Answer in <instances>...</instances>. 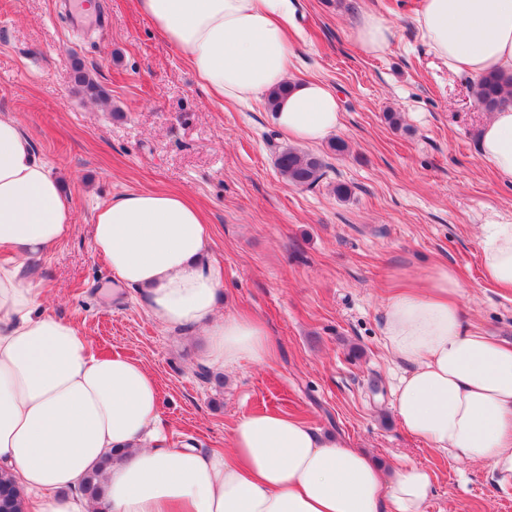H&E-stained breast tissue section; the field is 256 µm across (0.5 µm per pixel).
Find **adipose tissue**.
Wrapping results in <instances>:
<instances>
[{
    "label": "adipose tissue",
    "instance_id": "ef3b65f1",
    "mask_svg": "<svg viewBox=\"0 0 512 512\" xmlns=\"http://www.w3.org/2000/svg\"><path fill=\"white\" fill-rule=\"evenodd\" d=\"M219 99L257 100L286 87L273 114L288 139L315 144L342 125L325 82H288L290 0H134ZM416 22L449 72L512 75V0H420ZM393 36L364 11L353 39L368 56ZM479 153L512 185V106L489 116ZM202 210L179 193L131 191L99 207L92 247L115 287L142 290L154 320L200 329L210 362L269 365L276 347L257 318L216 313L219 271L208 259ZM73 202L21 124L0 115V467L31 512H424L429 472L386 474L368 454L277 412L234 423L224 451L172 448L151 371L93 353L71 322L46 314L27 262L72 234ZM485 281L512 290V224L481 240ZM452 267L398 285L385 302L388 353L407 363L393 410L402 429L455 460L485 463L512 482V346L464 324ZM99 503L72 495L108 451Z\"/></svg>",
    "mask_w": 512,
    "mask_h": 512
}]
</instances>
